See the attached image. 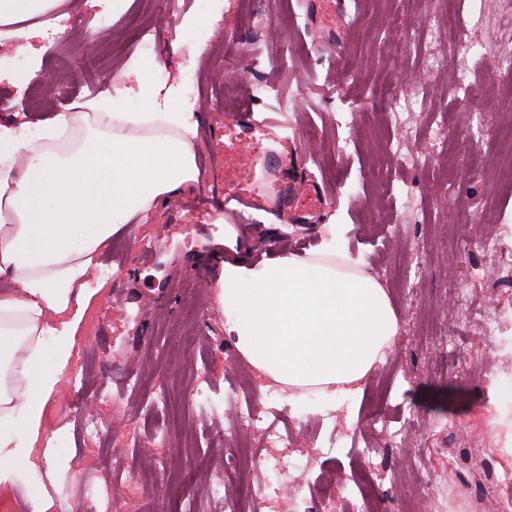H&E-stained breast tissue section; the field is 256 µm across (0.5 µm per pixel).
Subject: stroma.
<instances>
[{"mask_svg": "<svg viewBox=\"0 0 512 512\" xmlns=\"http://www.w3.org/2000/svg\"><path fill=\"white\" fill-rule=\"evenodd\" d=\"M307 11V26L292 29L290 9ZM110 15L108 39L99 30ZM211 17L220 27L195 55L187 34L199 15L195 7L166 11L162 0H66L53 13L63 21L56 45L43 39L0 43V121L26 123L38 130L57 113L94 96H115L114 71L132 60L129 30L152 29L154 57L169 73V85L197 86L200 103L194 118V144L201 183L194 194L150 208L139 222L120 225L102 263L112 274L105 286L89 282L91 305L78 323L80 347L56 398L48 428L57 434L49 453L55 462L56 498L68 503L79 482L93 483L98 502L110 488L125 490L138 469L157 467L153 500L124 498L126 512H174L196 501L202 512H224L219 500L200 498L193 464L206 454L226 486H241L252 471L226 469L219 442L224 437L225 394L246 379L243 400L265 411L283 430H296L300 444L293 456L304 478L318 485L332 472L353 474L373 469L378 495L368 512H404L412 495L414 512H468L465 488L512 480V452L506 450L504 422L512 420V304L506 299V266L512 265V182L502 179L503 146L496 124L512 121V75L497 74L498 45L512 43V0H455L447 36L429 50L445 55L473 39L461 86L450 87L444 72L422 67L419 39L426 20L417 0H251L247 10L213 0ZM287 65L274 64L285 50ZM12 73L37 78L33 91L9 81ZM270 84L267 97L253 98V80ZM421 80L423 96L411 111L398 98ZM478 97L484 114L464 109L466 97ZM253 107L279 119L285 143L278 145L281 182L288 187L284 206H267L256 223L224 236V207L215 202L207 220L196 218L200 196L224 186L220 144L227 114L225 101ZM448 125V151L439 153L434 132ZM391 155L389 185L372 177L383 155ZM483 179L470 175L473 164ZM317 182L326 197L311 211L301 194ZM341 227L340 239L362 260L361 270L385 287L399 320V332L385 358L356 399L335 408L302 411L269 403L255 371L239 356L224 326L217 292L225 258L248 254L259 261L288 249L306 256ZM493 237L502 242L497 256L473 247ZM200 275L203 287L186 295L183 286ZM466 295L457 310V295ZM199 319L195 348H172V329L186 308ZM501 322L498 336L480 338L484 316ZM198 371L211 387L195 407L183 408L180 429L152 405L150 389H130L139 378L169 382ZM499 384L490 399L491 384ZM94 394L105 389L112 399L94 406L104 434L88 439L82 418L60 410L72 390ZM383 403H375L377 393ZM341 423L355 444L334 459L321 461L305 444L306 436L328 444L334 423ZM372 445V459L359 450ZM420 451L427 472H416L397 447ZM113 466L102 471L98 448ZM439 475L446 498L424 492L429 475Z\"/></svg>", "mask_w": 512, "mask_h": 512, "instance_id": "35a3bbf8", "label": "stroma"}]
</instances>
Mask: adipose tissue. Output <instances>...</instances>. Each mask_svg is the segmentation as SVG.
<instances>
[{"label":"adipose tissue","mask_w":512,"mask_h":512,"mask_svg":"<svg viewBox=\"0 0 512 512\" xmlns=\"http://www.w3.org/2000/svg\"><path fill=\"white\" fill-rule=\"evenodd\" d=\"M63 0H0V37ZM153 59L118 70L126 98L61 112L37 132L0 124V490L52 480L46 407L80 345L87 284L118 226L201 180L197 122L176 87L154 88ZM335 241L313 257L224 261L219 302L239 355L291 392L328 406L362 393L398 334L381 283Z\"/></svg>","instance_id":"ef3b65f1"}]
</instances>
